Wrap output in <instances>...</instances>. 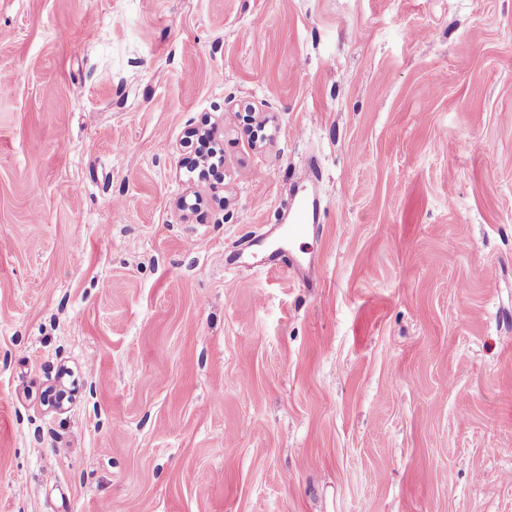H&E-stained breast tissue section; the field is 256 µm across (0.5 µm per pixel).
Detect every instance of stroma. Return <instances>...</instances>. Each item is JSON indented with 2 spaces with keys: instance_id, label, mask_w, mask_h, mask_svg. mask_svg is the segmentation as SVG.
Here are the masks:
<instances>
[{
  "instance_id": "35a3bbf8",
  "label": "stroma",
  "mask_w": 512,
  "mask_h": 512,
  "mask_svg": "<svg viewBox=\"0 0 512 512\" xmlns=\"http://www.w3.org/2000/svg\"><path fill=\"white\" fill-rule=\"evenodd\" d=\"M0 76V512H512V0H0ZM321 207V198L316 193L296 196L289 207L288 224L283 225V234L293 241L298 235L314 233L320 222Z\"/></svg>"
}]
</instances>
